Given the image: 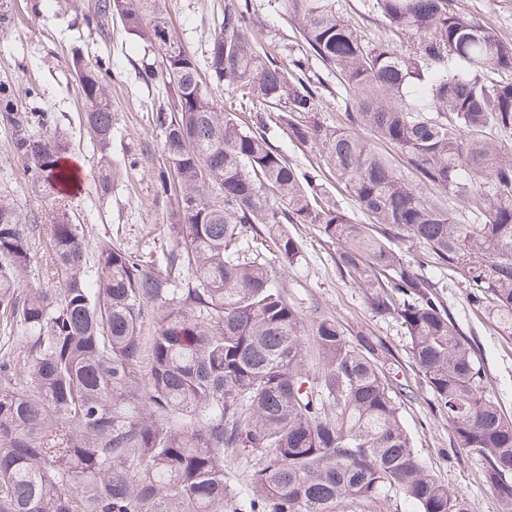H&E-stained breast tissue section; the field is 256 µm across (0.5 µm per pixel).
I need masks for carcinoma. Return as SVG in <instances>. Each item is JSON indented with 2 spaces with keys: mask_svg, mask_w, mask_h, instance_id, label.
Returning <instances> with one entry per match:
<instances>
[{
  "mask_svg": "<svg viewBox=\"0 0 512 512\" xmlns=\"http://www.w3.org/2000/svg\"><path fill=\"white\" fill-rule=\"evenodd\" d=\"M166 3L91 5L96 29L117 17L160 52V69L141 79L172 96L151 113L165 153L157 192L173 180L179 190L166 265L144 266L104 239L98 279L86 278L84 228L62 195L75 181L63 165L67 142L51 113L23 112L0 90V125L51 202L59 283H26L29 227L0 198V317L25 333L23 356L0 357V512H226V463L242 453L255 459L244 512H337L390 494L415 512H468L414 448L400 414L406 387L384 370L380 344L349 339L330 317L306 325L279 286L285 265L302 258L289 224H311L335 244L341 278L405 330L457 450L482 458L484 482L512 512V415L487 392L476 346L441 300L453 282L512 341V42L455 0H368L383 25L373 40L336 0H285L298 35L285 65L258 39L251 0H224L200 60L170 34ZM72 69L90 104L84 122L105 196L122 179L109 155L111 84L98 63L75 56ZM331 75L343 126L321 117ZM215 82L251 121L218 102ZM415 85L426 112L407 100ZM271 125L320 164L291 163ZM358 128L439 196L408 183ZM325 168L367 223L336 203ZM449 199L472 223L457 222ZM401 240L423 245L448 279L416 270Z\"/></svg>",
  "mask_w": 512,
  "mask_h": 512,
  "instance_id": "1",
  "label": "carcinoma"
}]
</instances>
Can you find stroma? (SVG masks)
Segmentation results:
<instances>
[{"label":"stroma","mask_w":512,"mask_h":512,"mask_svg":"<svg viewBox=\"0 0 512 512\" xmlns=\"http://www.w3.org/2000/svg\"><path fill=\"white\" fill-rule=\"evenodd\" d=\"M94 0H12L13 20L0 33V86H33L37 97L20 98L26 112L52 113L58 131L68 141L70 157L81 170L79 186L70 191L68 204L76 223L85 229L89 281L100 273L97 243L112 240L144 265H162L168 255L172 201L158 195L155 175L164 162L163 138L150 121L153 110L166 106L165 95L146 85L140 76L148 66H160L157 50L126 34L120 24L109 31L90 28L84 21ZM476 20L493 25L512 40V0H457ZM257 34L276 46L287 59L295 34L285 17L283 0H252ZM224 0H168L169 24L174 37L195 56H203L218 33ZM100 60L112 73V108L116 114L111 156L125 176L109 196L97 187V147L84 123L87 104L71 68L73 52ZM0 196L13 201L26 219L35 221L28 280L49 287L45 275L50 220L43 192L23 175L11 150L10 133L0 127ZM288 230L302 243L303 257L285 270L282 283L289 298L303 311L336 319L349 334L365 333L386 348L387 366L412 392L401 405L403 421L414 446L431 472L449 488L463 493L469 512H498L496 494L483 480L479 456L453 449L448 424L433 405L407 350L403 328L378 315L364 292L343 281L336 268V247L308 224ZM444 301L456 322L479 349L488 375L487 389L512 414V344L490 335L486 320L473 310L466 292L449 288Z\"/></svg>","instance_id":"1"}]
</instances>
